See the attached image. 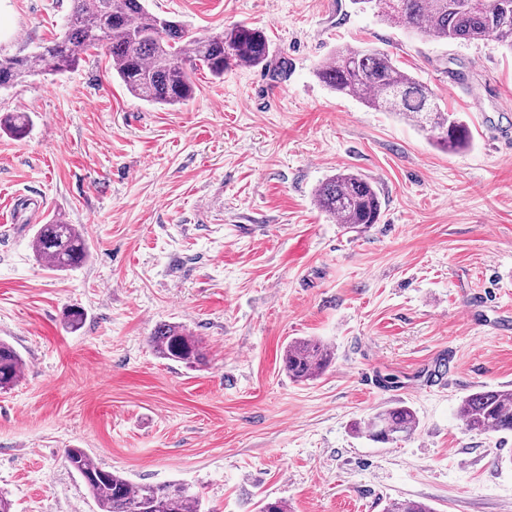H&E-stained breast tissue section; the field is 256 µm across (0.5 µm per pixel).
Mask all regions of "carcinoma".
Listing matches in <instances>:
<instances>
[{
	"instance_id": "1",
	"label": "carcinoma",
	"mask_w": 512,
	"mask_h": 512,
	"mask_svg": "<svg viewBox=\"0 0 512 512\" xmlns=\"http://www.w3.org/2000/svg\"><path fill=\"white\" fill-rule=\"evenodd\" d=\"M372 3L391 24L409 25L427 37L452 42L493 39L512 51V0H353ZM103 48L112 70L126 90L147 102L180 105L193 97V74L202 69L215 79L240 65L268 63L269 41L264 31L233 25L223 32L195 37L175 20L151 12L145 0H72L61 36L45 43L33 55L0 54V89L24 83L37 73L61 72L77 64L92 49ZM331 91L366 106L394 112L430 132L436 144L460 151L471 144V131L453 112L435 102L433 91L402 70L385 52L358 46L336 50L317 70ZM0 126L16 137L27 132V120L7 115ZM316 203L325 213L352 229L369 228L380 219L379 190L363 175L349 169L326 179L316 191ZM34 251L49 266L62 271L82 263L86 243L74 225L61 221L42 224L33 239ZM150 343L164 360L196 368L205 363L199 339L174 323L156 324ZM332 362L324 344L310 340L290 342L283 363L289 378L306 382L322 374ZM24 361L16 348L0 340V390L17 384ZM464 429L476 435L512 433V389H481L464 397L458 408ZM415 411L397 405L370 417L356 430L378 442L392 443L413 434ZM66 460L83 480L100 512H201L197 494L184 483L134 484L116 471L94 464L82 448H69ZM385 512H432L423 503L393 499Z\"/></svg>"
}]
</instances>
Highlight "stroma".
<instances>
[{"mask_svg": "<svg viewBox=\"0 0 512 512\" xmlns=\"http://www.w3.org/2000/svg\"><path fill=\"white\" fill-rule=\"evenodd\" d=\"M71 0H0V52L63 32ZM196 36L263 29L269 62L176 106L126 91L103 50L0 90V339L25 362L0 391V492L15 512H99L65 460L85 449L134 483L177 481L206 512H512V435H475L457 408L512 388V54L436 42L351 0H149ZM372 46L465 121L449 152L414 123L330 91L342 47ZM340 169L374 182L378 224L352 232L314 204ZM82 231L89 257L51 270L39 225ZM84 313L79 330L69 309ZM199 338L197 368L158 358L156 324ZM333 351L291 380L289 342ZM403 403L418 424L375 443L356 423Z\"/></svg>", "mask_w": 512, "mask_h": 512, "instance_id": "obj_1", "label": "stroma"}]
</instances>
